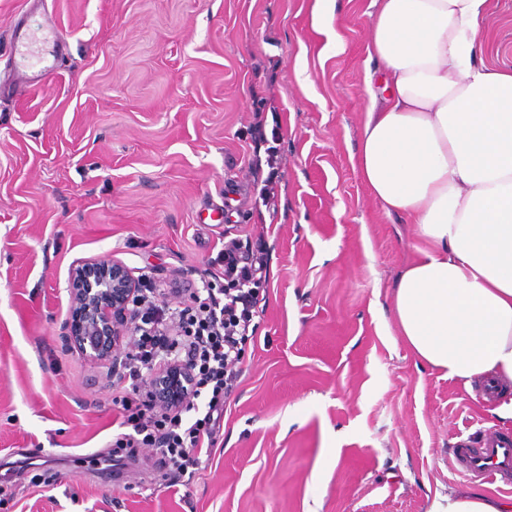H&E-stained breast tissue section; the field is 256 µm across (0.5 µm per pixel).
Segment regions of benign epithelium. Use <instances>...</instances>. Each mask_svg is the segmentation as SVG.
<instances>
[{
  "mask_svg": "<svg viewBox=\"0 0 512 512\" xmlns=\"http://www.w3.org/2000/svg\"><path fill=\"white\" fill-rule=\"evenodd\" d=\"M136 285L132 273L110 258L88 259L73 267L68 280L72 313L67 330L82 354L109 362L121 337L138 328L130 317ZM185 385L186 371L182 367L171 371L163 381L155 375L150 380V390L163 389L170 397L177 396Z\"/></svg>",
  "mask_w": 512,
  "mask_h": 512,
  "instance_id": "1",
  "label": "benign epithelium"
}]
</instances>
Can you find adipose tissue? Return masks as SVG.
Segmentation results:
<instances>
[{
    "instance_id": "ef3b65f1",
    "label": "adipose tissue",
    "mask_w": 512,
    "mask_h": 512,
    "mask_svg": "<svg viewBox=\"0 0 512 512\" xmlns=\"http://www.w3.org/2000/svg\"><path fill=\"white\" fill-rule=\"evenodd\" d=\"M369 107L355 165L386 214L415 224L393 311L444 377L512 380V70L479 61L492 0H375ZM428 512H512L463 488Z\"/></svg>"
}]
</instances>
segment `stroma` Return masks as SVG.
I'll list each match as a JSON object with an SVG mask.
<instances>
[{"mask_svg":"<svg viewBox=\"0 0 512 512\" xmlns=\"http://www.w3.org/2000/svg\"><path fill=\"white\" fill-rule=\"evenodd\" d=\"M314 4L0 0V512H427L481 486L455 443L512 430V384L483 400L405 346L393 285L420 240L350 160L376 7L335 0L325 25ZM20 23L66 41L31 89ZM481 57L512 69V0H493ZM226 235L268 278L215 451L176 487L148 448L119 481L84 472L117 451L126 349L73 347L71 269L109 256L199 288Z\"/></svg>","mask_w":512,"mask_h":512,"instance_id":"obj_1","label":"stroma"}]
</instances>
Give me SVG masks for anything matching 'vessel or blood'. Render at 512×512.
<instances>
[{
    "label": "vessel or blood",
    "mask_w": 512,
    "mask_h": 512,
    "mask_svg": "<svg viewBox=\"0 0 512 512\" xmlns=\"http://www.w3.org/2000/svg\"><path fill=\"white\" fill-rule=\"evenodd\" d=\"M10 50L26 83L38 85L43 77L56 69V62L43 57L36 38L24 28L14 29ZM456 469L466 476L489 481L512 482V432L483 433L478 439H463L455 453Z\"/></svg>",
    "instance_id": "b4317fda"
}]
</instances>
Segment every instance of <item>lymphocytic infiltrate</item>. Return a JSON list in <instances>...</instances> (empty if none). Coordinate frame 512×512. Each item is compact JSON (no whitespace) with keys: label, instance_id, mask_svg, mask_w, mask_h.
<instances>
[{"label":"lymphocytic infiltrate","instance_id":"1","mask_svg":"<svg viewBox=\"0 0 512 512\" xmlns=\"http://www.w3.org/2000/svg\"><path fill=\"white\" fill-rule=\"evenodd\" d=\"M267 278L261 249L224 243V269L205 288L175 286L177 306H169L152 281L142 282L134 299L140 326L126 355L119 402L122 426L118 446L154 449L159 461L177 470L212 454L224 397L243 357L249 326ZM184 362L189 387L175 408L158 406L141 393L142 371Z\"/></svg>","mask_w":512,"mask_h":512}]
</instances>
